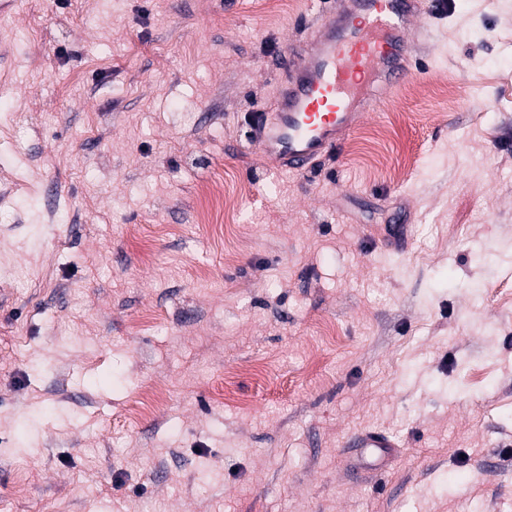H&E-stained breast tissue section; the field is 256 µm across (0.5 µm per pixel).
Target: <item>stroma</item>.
Segmentation results:
<instances>
[{"instance_id":"1","label":"stroma","mask_w":512,"mask_h":512,"mask_svg":"<svg viewBox=\"0 0 512 512\" xmlns=\"http://www.w3.org/2000/svg\"><path fill=\"white\" fill-rule=\"evenodd\" d=\"M447 2L303 174L318 0L0 14V512H512V0ZM351 446L355 448H376L380 456L385 458L392 457L398 447L397 444L388 437L373 433L358 434L352 440Z\"/></svg>"}]
</instances>
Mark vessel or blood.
<instances>
[{"instance_id":"1","label":"vessel or blood","mask_w":512,"mask_h":512,"mask_svg":"<svg viewBox=\"0 0 512 512\" xmlns=\"http://www.w3.org/2000/svg\"><path fill=\"white\" fill-rule=\"evenodd\" d=\"M324 14L321 32L298 55L285 56L273 106L252 125L259 156L282 171L306 172L338 151L374 82L396 85L411 74L407 36L416 0H326ZM351 445L385 458L397 450L373 433L357 435Z\"/></svg>"}]
</instances>
